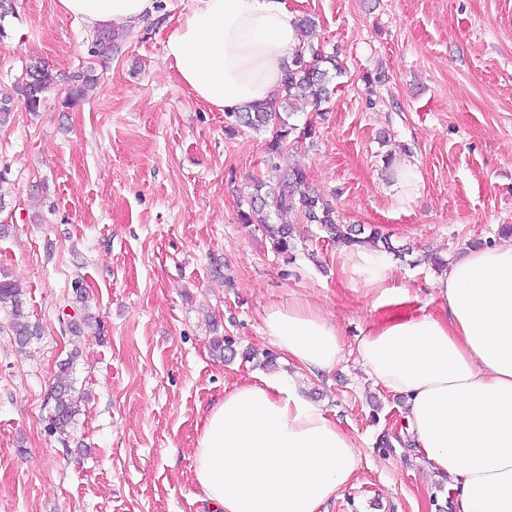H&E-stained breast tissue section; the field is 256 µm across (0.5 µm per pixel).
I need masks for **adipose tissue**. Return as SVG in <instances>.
I'll return each mask as SVG.
<instances>
[{"label":"adipose tissue","mask_w":512,"mask_h":512,"mask_svg":"<svg viewBox=\"0 0 512 512\" xmlns=\"http://www.w3.org/2000/svg\"><path fill=\"white\" fill-rule=\"evenodd\" d=\"M57 6L91 29L133 30L158 13V0ZM300 46L283 0H192L164 52L180 82L224 112L269 99ZM434 286L439 310L374 323L357 355L374 384L406 397V430L447 477L455 512H512V237L467 250ZM263 324L298 371L341 359L340 328L315 308H274ZM359 463L354 438L278 375L234 384L203 417L194 479L211 512H325Z\"/></svg>","instance_id":"obj_1"}]
</instances>
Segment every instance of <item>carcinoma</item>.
<instances>
[{"mask_svg":"<svg viewBox=\"0 0 512 512\" xmlns=\"http://www.w3.org/2000/svg\"><path fill=\"white\" fill-rule=\"evenodd\" d=\"M127 37L123 28L107 26L99 29L88 50V61L70 77V88L64 106L70 107L83 99L86 91L99 80V70L108 67L117 42ZM342 75L336 55L328 54L304 41L295 57L284 70L281 87L271 97L241 110L225 113V129L235 133L241 127L269 133L266 142V164L274 173L273 183H259L249 197L247 209L240 211L243 224H255L269 240L275 254L292 264L297 258L298 245L286 224H274L271 215L298 212L311 224L321 228L328 239L338 246L352 250L364 249L387 252L395 256L411 253L408 247H395L390 237L375 228L344 224L336 214V207L323 196L311 191L305 168L294 161L288 146L314 136L312 124L304 126L291 121L304 104L316 109L329 100L332 77ZM57 75L53 69L39 61L27 66L14 85L27 110L37 112L45 94L54 88ZM9 317V328L16 345L24 349L40 339L39 324L31 322L25 312L22 291L17 284L0 278V309ZM75 356L59 363L56 382L51 389L49 430L66 437L73 428L81 403L87 393L76 387L71 378Z\"/></svg>","mask_w":512,"mask_h":512,"instance_id":"carcinoma-1","label":"carcinoma"}]
</instances>
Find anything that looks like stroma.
Wrapping results in <instances>:
<instances>
[{"label": "stroma", "mask_w": 512, "mask_h": 512, "mask_svg": "<svg viewBox=\"0 0 512 512\" xmlns=\"http://www.w3.org/2000/svg\"><path fill=\"white\" fill-rule=\"evenodd\" d=\"M158 19L118 44L80 104H62L93 32L56 0H15L0 21V94L42 60L57 76L43 108L15 103L0 126V275L23 291L42 336L19 349L0 310V512H210L194 482L198 421L226 386L288 372L263 363L265 312L306 301L340 327L344 359L293 375L298 390L358 444L352 487L326 512H454L446 481L418 461L402 430L405 397L375 386L354 340L394 307L377 305L366 258L287 214L300 251L273 253L238 210L268 181L263 132L225 135L164 59L189 0H159ZM314 18L315 47L343 77L298 146L311 188L347 224L375 225L404 258L386 256L385 287L403 313L439 309L429 261L453 260L512 225V0H283ZM417 173L397 187L393 171ZM82 280L96 322L79 339ZM233 337L217 356L215 336ZM73 359L89 391L69 438L49 434L47 397Z\"/></svg>", "instance_id": "stroma-1"}]
</instances>
